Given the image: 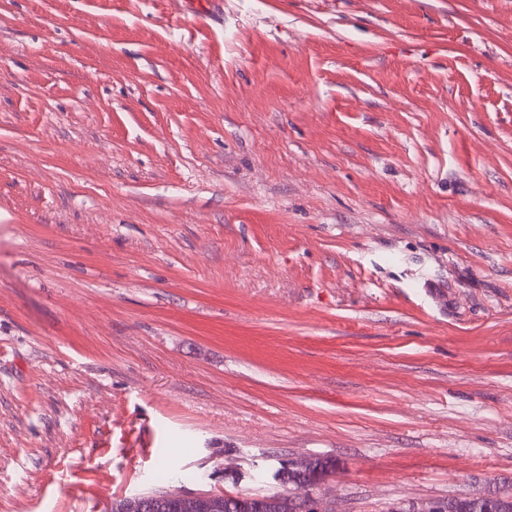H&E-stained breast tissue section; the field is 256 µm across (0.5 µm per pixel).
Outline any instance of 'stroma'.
<instances>
[{"label":"stroma","instance_id":"1","mask_svg":"<svg viewBox=\"0 0 512 512\" xmlns=\"http://www.w3.org/2000/svg\"><path fill=\"white\" fill-rule=\"evenodd\" d=\"M0 0V512L512 484V0ZM321 467V472L325 470L333 471L335 463L329 459L317 458V468ZM319 480L314 486L313 478L306 476H299L295 473H288V478L281 476V482L288 484H295L294 482L300 481L305 483H298L297 485L303 486L298 488L297 492L283 493H246L229 495L224 494L216 495L212 493H197L195 495L185 494L177 489L165 490L161 497L170 502L173 511L175 512H233L236 504L241 507L238 495H243L242 503L246 505L245 508L237 510V512H297L293 504L288 502V498L293 500L298 506L300 512H335L330 506L327 495V483L332 473L329 471L324 472L322 475L319 469L316 471ZM309 483V484H308ZM300 491H303L301 493ZM287 501L281 502L278 509H271L268 504L271 500L282 499Z\"/></svg>","mask_w":512,"mask_h":512}]
</instances>
